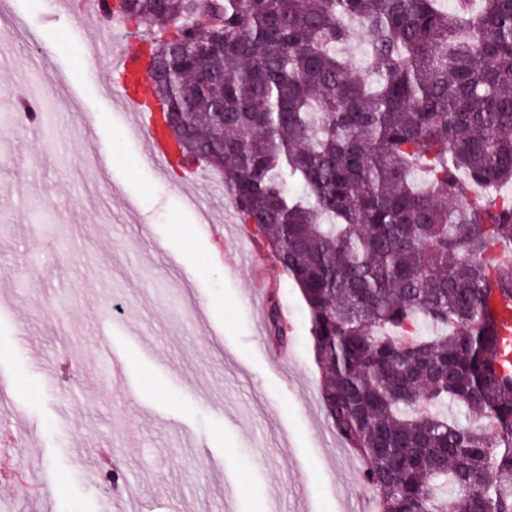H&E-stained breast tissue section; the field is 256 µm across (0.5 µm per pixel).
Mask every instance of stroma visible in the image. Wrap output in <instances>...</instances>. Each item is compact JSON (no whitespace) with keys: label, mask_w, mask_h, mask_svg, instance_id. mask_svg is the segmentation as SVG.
Returning a JSON list of instances; mask_svg holds the SVG:
<instances>
[{"label":"stroma","mask_w":512,"mask_h":512,"mask_svg":"<svg viewBox=\"0 0 512 512\" xmlns=\"http://www.w3.org/2000/svg\"><path fill=\"white\" fill-rule=\"evenodd\" d=\"M98 27L66 0H0V458L25 480L0 512H359L299 290L239 259L249 227L217 177L195 212L146 162Z\"/></svg>","instance_id":"stroma-1"}]
</instances>
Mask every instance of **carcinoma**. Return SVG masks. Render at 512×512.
Instances as JSON below:
<instances>
[{"instance_id": "1", "label": "carcinoma", "mask_w": 512, "mask_h": 512, "mask_svg": "<svg viewBox=\"0 0 512 512\" xmlns=\"http://www.w3.org/2000/svg\"><path fill=\"white\" fill-rule=\"evenodd\" d=\"M457 2L112 7L157 28L182 154L299 289L323 408L380 512H512V341L489 311L512 298V0ZM349 20L367 78L337 53Z\"/></svg>"}]
</instances>
